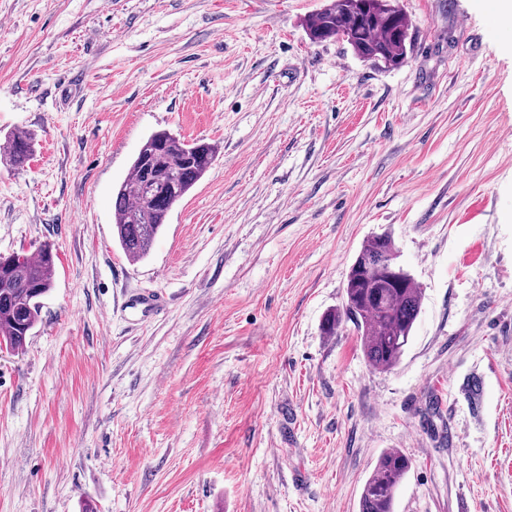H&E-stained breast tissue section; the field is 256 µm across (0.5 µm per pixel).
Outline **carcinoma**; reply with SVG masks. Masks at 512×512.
<instances>
[{
  "mask_svg": "<svg viewBox=\"0 0 512 512\" xmlns=\"http://www.w3.org/2000/svg\"><path fill=\"white\" fill-rule=\"evenodd\" d=\"M305 26L312 40H342L358 57L389 68L406 58L411 21L395 0H328L308 16ZM31 143L27 132L13 133L5 164L24 167ZM215 155L212 144H190L167 130L147 137L112 196L115 233L130 260L147 255L173 207L204 176ZM54 275L49 244L35 256L0 257V345L12 351L25 347L39 320L40 298L52 288ZM421 304L422 288L398 263L392 237L374 234L350 267L342 308L325 317L322 333L333 336L343 322H352L369 364L390 370L403 355L402 341L409 338ZM409 469L403 453H383L363 486L359 512H394L396 490Z\"/></svg>",
  "mask_w": 512,
  "mask_h": 512,
  "instance_id": "carcinoma-1",
  "label": "carcinoma"
}]
</instances>
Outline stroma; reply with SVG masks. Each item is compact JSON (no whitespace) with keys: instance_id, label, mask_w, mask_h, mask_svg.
<instances>
[{"instance_id":"35a3bbf8","label":"stroma","mask_w":512,"mask_h":512,"mask_svg":"<svg viewBox=\"0 0 512 512\" xmlns=\"http://www.w3.org/2000/svg\"><path fill=\"white\" fill-rule=\"evenodd\" d=\"M325 2L0 0V256L55 253L0 352V512H358L390 450L394 512H512V20L399 0L383 68L310 40ZM159 130L216 157L132 261L112 192ZM383 231L423 290L390 370L320 330ZM8 140V150L3 161L11 168H23L30 156L31 136L26 131H17Z\"/></svg>"}]
</instances>
